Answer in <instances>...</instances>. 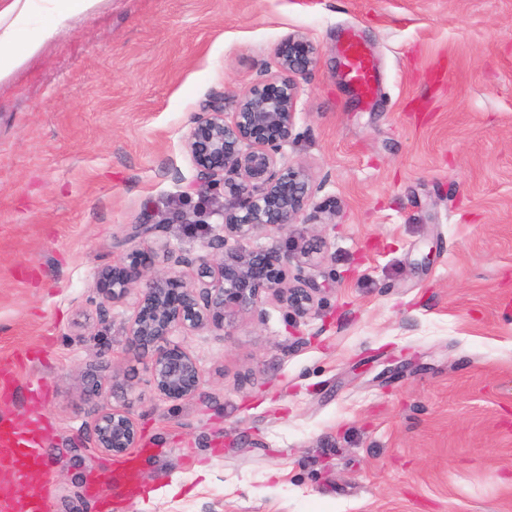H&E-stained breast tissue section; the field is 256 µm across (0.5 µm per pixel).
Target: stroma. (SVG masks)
<instances>
[{
  "label": "stroma",
  "mask_w": 512,
  "mask_h": 512,
  "mask_svg": "<svg viewBox=\"0 0 512 512\" xmlns=\"http://www.w3.org/2000/svg\"><path fill=\"white\" fill-rule=\"evenodd\" d=\"M291 34L319 62L278 165L333 222L254 243L325 241V288L298 334L267 295L182 337L200 393L162 400L98 273L137 224L190 257L220 233L222 193L184 194L192 117L274 75ZM31 35L0 76V356L21 386L0 408L25 416L44 384L50 512H512V0H97ZM89 370L137 422L124 456L89 446ZM344 52L347 79L356 95L364 97L371 94L375 82L374 67L363 46L358 41L351 40Z\"/></svg>",
  "instance_id": "35a3bbf8"
}]
</instances>
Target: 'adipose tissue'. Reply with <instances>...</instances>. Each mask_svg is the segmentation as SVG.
<instances>
[{
  "instance_id": "ef3b65f1",
  "label": "adipose tissue",
  "mask_w": 512,
  "mask_h": 512,
  "mask_svg": "<svg viewBox=\"0 0 512 512\" xmlns=\"http://www.w3.org/2000/svg\"><path fill=\"white\" fill-rule=\"evenodd\" d=\"M39 8V0H7L0 7V75L12 72L24 55L37 48V40L26 33Z\"/></svg>"
}]
</instances>
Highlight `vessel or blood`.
Returning a JSON list of instances; mask_svg holds the SVG:
<instances>
[{
    "label": "vessel or blood",
    "mask_w": 512,
    "mask_h": 512,
    "mask_svg": "<svg viewBox=\"0 0 512 512\" xmlns=\"http://www.w3.org/2000/svg\"><path fill=\"white\" fill-rule=\"evenodd\" d=\"M347 79L357 96L372 93L374 67L363 46L355 40L345 47ZM31 407L26 419L0 414V512H14L15 496L27 489L30 512H49V505L40 491L30 487V468L43 455L46 422L40 412L42 387L29 385Z\"/></svg>",
    "instance_id": "vessel-or-blood-1"
}]
</instances>
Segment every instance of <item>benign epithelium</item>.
<instances>
[{"label": "benign epithelium", "mask_w": 512, "mask_h": 512, "mask_svg": "<svg viewBox=\"0 0 512 512\" xmlns=\"http://www.w3.org/2000/svg\"><path fill=\"white\" fill-rule=\"evenodd\" d=\"M318 57L312 43L290 35L288 49L278 50V76L235 95L233 112L225 111L220 96L194 116L185 140L196 169L190 187L201 195L221 187L228 196L222 233L209 239L201 254L189 257L166 241L152 242L99 273L96 287L106 301L119 303L136 293L126 336L145 358L149 382L164 400L191 399L200 389L199 362L180 336L222 331L256 311L266 294L302 318L323 290L304 269L326 261L314 258L313 249L297 253L276 243L250 246L262 229L286 232L305 219L312 178L300 166L278 167V155L295 125L300 92L294 76L313 69ZM291 268L296 270L292 277ZM90 441L97 451L124 455L138 442L135 421L122 406L98 403Z\"/></svg>", "instance_id": "1"}]
</instances>
